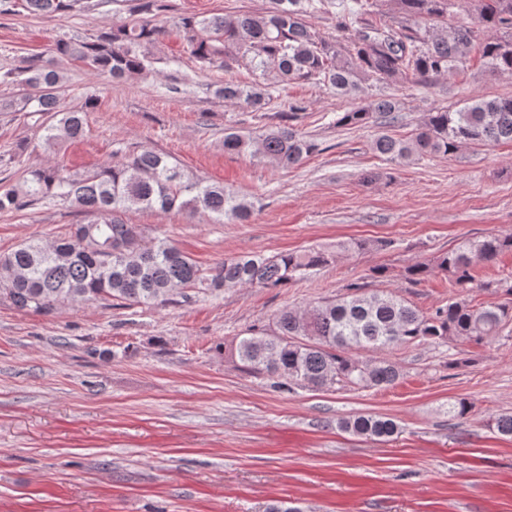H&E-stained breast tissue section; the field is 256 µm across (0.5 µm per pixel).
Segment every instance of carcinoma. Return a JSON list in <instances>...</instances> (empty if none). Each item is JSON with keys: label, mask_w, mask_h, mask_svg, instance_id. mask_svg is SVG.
Masks as SVG:
<instances>
[{"label": "carcinoma", "mask_w": 512, "mask_h": 512, "mask_svg": "<svg viewBox=\"0 0 512 512\" xmlns=\"http://www.w3.org/2000/svg\"><path fill=\"white\" fill-rule=\"evenodd\" d=\"M374 0H271L261 13L239 11L209 17L184 16L179 27L194 56L212 66L229 67V46L257 69L271 68L280 81L320 77L341 93L359 88L364 76L389 81H426L465 70L474 50L491 72L512 74V0H481L478 24L438 26L465 0H397L414 25L388 28L374 20ZM82 0H22L33 18L74 10ZM336 9L337 29L346 43L334 48L317 39L305 21L308 14ZM154 0H146L142 17L110 27L93 42L62 41L58 58L25 67L22 93L0 103L1 110L44 116L45 144L74 142L84 136L87 107L64 109V74L59 59L84 62L114 80L145 70L140 47L164 29L149 17ZM215 94L243 108L259 110L268 94L260 86L244 89L226 81ZM387 99L343 112L341 126L363 127L374 115L392 114ZM512 141V97L477 99L463 108L425 115L415 135L397 140L379 134L373 149L392 162L427 155L449 156L472 144ZM224 151L259 156L281 167L300 164L318 151L315 140L283 125L258 137L224 133ZM52 199L69 202L90 216L68 237L45 243L30 239L0 257V298L14 307L49 315L74 303L120 300L165 306L184 288L218 291L225 287L278 288L329 265L335 253L364 248L352 241L336 243V252L308 249L226 259L204 268L166 237H148L125 221L131 210L202 213L213 222H247L253 207L224 186L188 179L168 159L152 150L132 153L121 165H105L89 174L59 166L28 170L21 189L0 192V211ZM512 253V233L466 240L457 248L408 267L406 278L418 281L435 270L451 274L456 285L472 284L473 265L491 263ZM512 322V300L474 307L452 300L424 313L397 295L351 294L318 302L303 310L282 311L277 331L241 337L231 349L252 373L274 379V387L329 390L337 385L384 389L402 376L397 363L364 360L362 351L391 352L409 344L438 345L457 340L481 343L499 337ZM346 432L377 439L398 433L391 418L359 414L338 422Z\"/></svg>", "instance_id": "cac0c4a2"}]
</instances>
